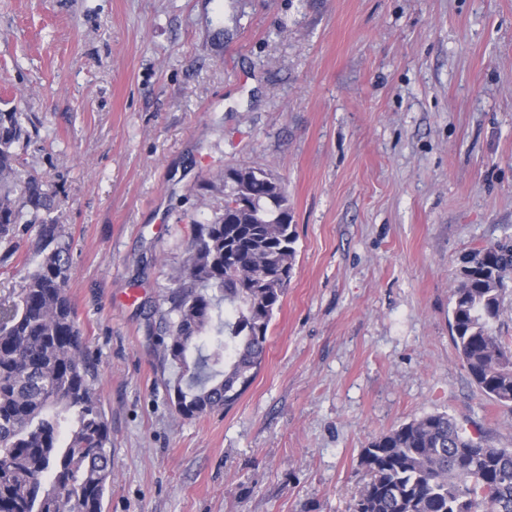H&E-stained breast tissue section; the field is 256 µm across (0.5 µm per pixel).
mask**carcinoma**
Segmentation results:
<instances>
[{
    "label": "carcinoma",
    "instance_id": "carcinoma-1",
    "mask_svg": "<svg viewBox=\"0 0 512 512\" xmlns=\"http://www.w3.org/2000/svg\"><path fill=\"white\" fill-rule=\"evenodd\" d=\"M22 114L0 98V239L50 211L45 184L24 178L16 144ZM224 209L194 223L170 292L175 319L164 357L183 368L179 412L194 417L234 404L266 351L268 330L291 279L297 240L286 188L263 167L227 168ZM43 225L40 259L17 299L0 309V512H58L59 487L72 512H103L112 475L111 434L96 387L97 358L66 288L69 244ZM512 279V236L461 259L452 291V341L471 382L512 405L509 350L497 327ZM224 307H219V304ZM370 475L354 512H512V448H486L446 412L403 423L361 452Z\"/></svg>",
    "mask_w": 512,
    "mask_h": 512
}]
</instances>
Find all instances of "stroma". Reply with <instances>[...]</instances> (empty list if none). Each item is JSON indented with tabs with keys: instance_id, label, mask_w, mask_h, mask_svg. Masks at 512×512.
<instances>
[{
	"instance_id": "35a3bbf8",
	"label": "stroma",
	"mask_w": 512,
	"mask_h": 512,
	"mask_svg": "<svg viewBox=\"0 0 512 512\" xmlns=\"http://www.w3.org/2000/svg\"><path fill=\"white\" fill-rule=\"evenodd\" d=\"M0 97L99 359L104 512H352L362 448L436 411L512 448L448 322L459 257L512 236V0H0ZM248 166L295 266L253 383L186 417L168 296ZM39 232L0 240V303Z\"/></svg>"
}]
</instances>
